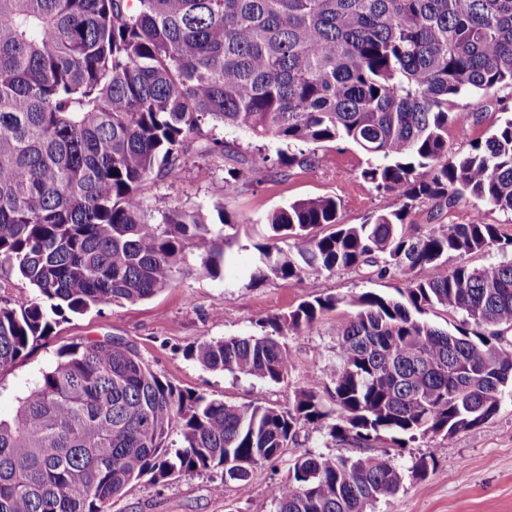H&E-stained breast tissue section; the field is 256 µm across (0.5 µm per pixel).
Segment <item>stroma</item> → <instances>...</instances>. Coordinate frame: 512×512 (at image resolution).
<instances>
[{"mask_svg":"<svg viewBox=\"0 0 512 512\" xmlns=\"http://www.w3.org/2000/svg\"><path fill=\"white\" fill-rule=\"evenodd\" d=\"M506 106L512 108V91L507 89L455 100L448 107L455 115L448 126L449 149L465 150L484 139ZM316 156L314 166L284 174L267 166L261 182L239 185L229 196L224 193L225 166L220 158H189L178 180L148 184L144 197L151 210L199 208L212 214L222 206L238 219L237 236L226 250L221 275L190 271L180 275L173 287L143 302L97 306L69 316L52 336L0 372V417L12 416L18 397L55 361L60 348L109 336L133 342L150 368L177 388L230 402L260 398L284 404L310 376L322 375L336 352V324L352 314V307H338L310 331L288 338L294 368L282 384L210 371L189 356L206 340L259 333L260 321L287 313L313 296L392 292V284L370 282L351 272L313 274L288 287L272 280L249 285L247 272L255 246L266 234L262 220L274 209L295 200L333 196L341 201L344 222L358 224L371 214L397 208L393 197L355 178V171L366 164L355 147L330 143L318 148ZM428 455L435 458L433 470L426 478H416L414 463ZM395 462L403 471V484L395 496L377 502L373 512H512V400H504L497 414L477 428L447 439L429 436L400 449ZM288 466L283 458L257 467L248 489L225 485L220 496L212 492L224 477L219 469L163 483L145 478L114 498L111 512H274L269 487L287 477Z\"/></svg>","mask_w":512,"mask_h":512,"instance_id":"35a3bbf8","label":"stroma"}]
</instances>
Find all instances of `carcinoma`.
I'll list each match as a JSON object with an SVG mask.
<instances>
[{
    "label": "carcinoma",
    "mask_w": 512,
    "mask_h": 512,
    "mask_svg": "<svg viewBox=\"0 0 512 512\" xmlns=\"http://www.w3.org/2000/svg\"><path fill=\"white\" fill-rule=\"evenodd\" d=\"M512 89V0H0V270L36 291L0 307V371L68 313L135 304L171 287L188 257L212 277L239 221L201 209L148 210L144 187L179 178L194 154L223 157L203 126L282 145L286 172L315 147L351 144L355 173L398 207L344 224L332 196L269 213L250 283L288 286L354 272L395 294L315 296L261 333L200 343L204 368L276 385L286 339L341 304L336 357L286 406L235 404L173 386L123 337L61 348L0 419V512H109L148 476L258 465L299 446L308 425L351 457L307 451L270 488L275 512H368L403 476L384 449L478 426L512 393V259L448 268V257L512 249L485 214H512V114L464 153L448 149V104ZM310 146L305 152L302 147ZM224 194L258 182L232 158ZM481 205L467 224L413 231L412 213ZM331 231L319 234L316 229ZM435 310L459 323L428 321Z\"/></svg>",
    "instance_id": "1"
}]
</instances>
